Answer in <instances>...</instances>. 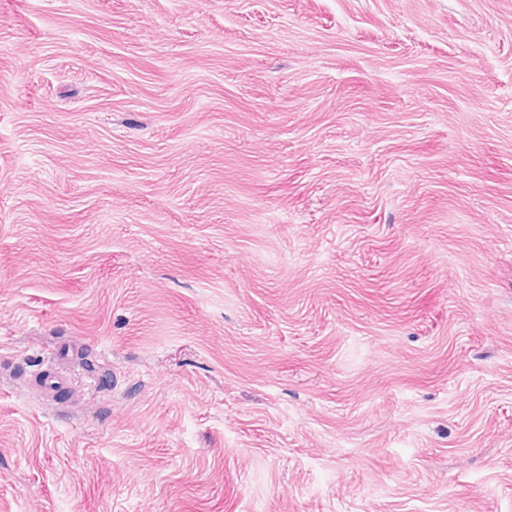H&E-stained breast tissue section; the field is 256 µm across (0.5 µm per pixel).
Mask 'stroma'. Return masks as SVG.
Returning <instances> with one entry per match:
<instances>
[{"label":"stroma","instance_id":"1","mask_svg":"<svg viewBox=\"0 0 512 512\" xmlns=\"http://www.w3.org/2000/svg\"><path fill=\"white\" fill-rule=\"evenodd\" d=\"M0 512H512V0H0Z\"/></svg>","mask_w":512,"mask_h":512}]
</instances>
